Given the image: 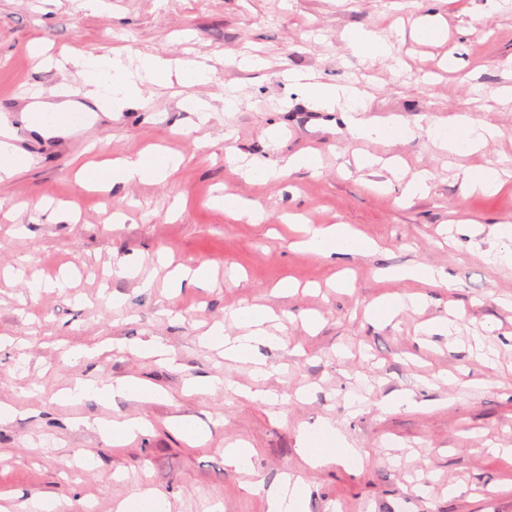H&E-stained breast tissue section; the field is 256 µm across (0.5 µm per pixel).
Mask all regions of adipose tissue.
<instances>
[{
	"instance_id": "1",
	"label": "adipose tissue",
	"mask_w": 512,
	"mask_h": 512,
	"mask_svg": "<svg viewBox=\"0 0 512 512\" xmlns=\"http://www.w3.org/2000/svg\"><path fill=\"white\" fill-rule=\"evenodd\" d=\"M76 63L86 85L104 95L113 111H121L141 100L143 88L148 84H161L177 78L187 88L212 83L213 73L204 62L195 59L170 61L157 55L138 57L136 65H126L120 53L101 50L79 55ZM290 80L300 95L307 101L327 110L341 108L348 133L356 139H365L385 144L393 140L413 136V129L396 116H370L357 93L350 88L334 87L315 81L308 74L291 75ZM426 133L440 149L456 154L464 150L485 147L499 136V129L485 121L465 114H451L434 118ZM183 162L181 155L159 150H143L129 158L84 165L77 179L84 187L111 192L138 182H161L171 177ZM302 239L298 249L327 257L351 256L371 252L374 241L362 237L345 224L302 225ZM237 319L248 327L244 336L228 333L223 324H214L203 336L206 344L223 349L225 357H253L257 344L284 345L280 336L269 335L265 324L272 318L262 307H243L236 312ZM117 396L150 402L157 398L154 387L118 379L100 385L79 380L63 392L64 399L72 403L95 397L111 399ZM323 433L332 445L328 448H300L299 454L310 468L323 467L331 463H343L355 454L338 430L330 423H323Z\"/></svg>"
}]
</instances>
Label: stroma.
I'll return each instance as SVG.
<instances>
[{"mask_svg":"<svg viewBox=\"0 0 512 512\" xmlns=\"http://www.w3.org/2000/svg\"><path fill=\"white\" fill-rule=\"evenodd\" d=\"M104 12L77 10L74 0H0V120L28 99L67 94L90 99L74 60L102 46L124 55L195 56L214 72L196 87L211 110L205 123L186 111L179 85L146 93L145 106L96 111L93 130L61 126L45 137L25 129L17 146L26 167L0 182V512H23L31 496L61 501L66 512H118L143 489L167 512H268L265 492L284 473H303L306 512H512V268L490 253L512 250L492 236L512 225V4L503 0H107ZM445 22L443 41L400 39L425 12ZM375 31L390 57L356 55L347 37ZM40 39L51 63L30 59ZM261 57L260 71L239 69V53ZM455 60L447 71V60ZM299 71L331 86H355L371 114L396 115L415 136L388 145L353 138L340 112L307 103L288 86ZM235 106L226 109L225 98ZM467 113L496 124L485 148L444 153L423 127L437 116ZM184 157L180 171L135 183L110 196L83 188L79 166L126 158L147 149ZM313 152L317 172L288 180L244 181L227 152L283 165ZM380 156L362 167L360 156ZM407 173L431 172L426 196L402 195L384 161ZM505 170L494 194L469 191L464 175ZM260 206L254 224L213 206L219 195ZM52 200L69 219L36 217L31 202ZM310 224H347L378 243L376 251L335 261L292 249L289 216ZM27 226L18 235V226ZM209 263L204 288L174 293L173 269ZM414 263L444 269L452 289L386 278ZM41 279L67 275L65 291L33 290L12 272ZM134 268L117 274L118 265ZM151 278L154 286L143 290ZM289 279L293 291H281ZM421 291L423 306L399 322L371 325L366 307L387 294ZM262 305L280 317L279 335L300 355L269 344L255 356L270 374L205 346L201 334L223 323L239 328L233 309ZM463 311L450 335L416 339L426 323ZM319 317L309 331L302 316ZM159 339L170 361L138 355L135 344ZM94 358L70 357L71 349ZM221 386L195 393L190 382ZM143 380L161 395L150 402L90 398L71 405L59 393L77 379ZM271 392L262 404L234 394L238 385ZM395 392L411 393L416 411L385 412ZM140 418L144 429L112 446L97 420ZM332 423L357 448L358 468L336 464L303 471L301 431ZM204 433L189 445L185 433ZM254 448L250 471L226 465L224 450Z\"/></svg>","mask_w":512,"mask_h":512,"instance_id":"stroma-1","label":"stroma"}]
</instances>
